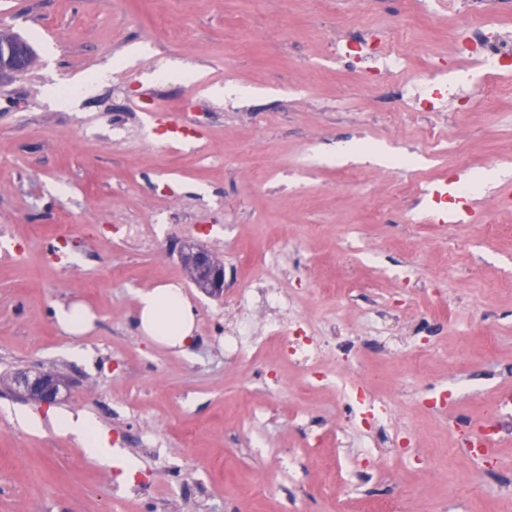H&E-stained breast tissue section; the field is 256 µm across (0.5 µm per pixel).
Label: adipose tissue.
I'll return each instance as SVG.
<instances>
[{
  "instance_id": "1",
  "label": "adipose tissue",
  "mask_w": 512,
  "mask_h": 512,
  "mask_svg": "<svg viewBox=\"0 0 512 512\" xmlns=\"http://www.w3.org/2000/svg\"><path fill=\"white\" fill-rule=\"evenodd\" d=\"M138 320L141 332L157 344L184 348L194 330V311L181 289L158 286L138 296ZM53 427L73 435L86 454L101 464L121 465L126 471H135L133 460H114L107 432L95 420L83 415L62 412L53 415Z\"/></svg>"
}]
</instances>
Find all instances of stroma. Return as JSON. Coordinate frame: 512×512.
Returning a JSON list of instances; mask_svg holds the SVG:
<instances>
[{"instance_id":"obj_1","label":"stroma","mask_w":512,"mask_h":512,"mask_svg":"<svg viewBox=\"0 0 512 512\" xmlns=\"http://www.w3.org/2000/svg\"><path fill=\"white\" fill-rule=\"evenodd\" d=\"M366 27L418 48L412 75L451 51L447 16L410 0H0V32L34 52L0 79V226L25 244L0 260V512H373L386 496L405 512H512V416L484 414L512 391V204L482 187L465 223L436 224L430 196L406 201L413 174L453 193L512 169V93L476 92L438 120L401 111L398 88L370 90L331 56L337 31ZM104 67L111 96L82 94ZM159 110L195 135L168 143L146 119ZM353 140L396 159L316 162ZM81 224H156L159 240L138 252ZM190 244L244 284L277 245L296 316L339 327L351 381L383 369L371 393L407 450L395 477L346 485L382 442L352 427L336 389L304 390L273 347L259 361L225 353L233 291L192 283ZM61 256L82 279L63 280ZM161 284L194 306L187 353L139 330L137 296ZM72 302L94 316L79 336L54 317ZM19 371L58 377L56 405L17 393ZM58 410L95 418L114 455L137 462L133 478L55 431ZM28 411L40 428L21 422ZM489 421L495 451L471 483L459 449Z\"/></svg>"}]
</instances>
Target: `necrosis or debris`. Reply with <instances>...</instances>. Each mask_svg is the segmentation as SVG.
<instances>
[{
  "instance_id": "necrosis-or-debris-1",
  "label": "necrosis or debris",
  "mask_w": 512,
  "mask_h": 512,
  "mask_svg": "<svg viewBox=\"0 0 512 512\" xmlns=\"http://www.w3.org/2000/svg\"><path fill=\"white\" fill-rule=\"evenodd\" d=\"M495 3L496 0H420V11L434 8L454 19L456 57L450 64L430 58L411 80L403 78L411 52L390 31L369 27L359 37L337 41L336 60L365 75L369 87L398 84L403 111H447L449 106L471 100L469 87L449 81V68L479 74V83L484 86L505 73L508 61L512 60V25L502 22ZM293 300L285 287L267 276L253 280L248 288L238 291L237 305L256 308L273 305L277 314L258 322L250 319L241 322L235 338L227 342V349L235 354L248 350L259 356L267 346L278 347L285 357L303 368L309 386L333 384L342 388L351 414L368 426L381 425L391 417V407L350 388L346 364L327 366V350L316 336L314 325L293 318Z\"/></svg>"
}]
</instances>
